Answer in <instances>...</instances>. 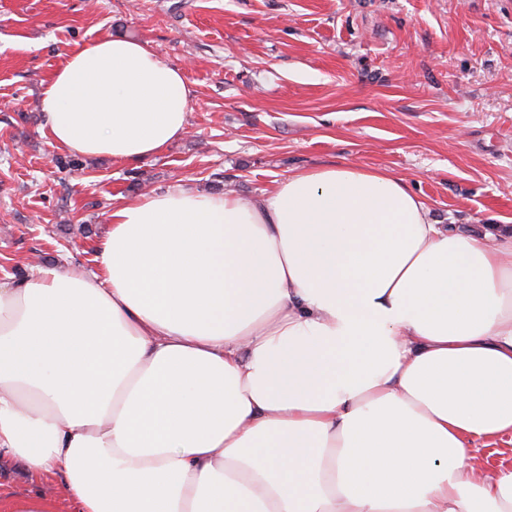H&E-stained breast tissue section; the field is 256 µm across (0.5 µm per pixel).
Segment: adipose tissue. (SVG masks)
<instances>
[{
  "label": "adipose tissue",
  "instance_id": "1",
  "mask_svg": "<svg viewBox=\"0 0 512 512\" xmlns=\"http://www.w3.org/2000/svg\"><path fill=\"white\" fill-rule=\"evenodd\" d=\"M183 71L122 36L43 84L60 148L182 137ZM91 268L0 282V512H512V225L437 223L402 177L324 165L246 199L113 207ZM480 458L489 471L499 467L512 468V435H504L494 445L482 449Z\"/></svg>",
  "mask_w": 512,
  "mask_h": 512
}]
</instances>
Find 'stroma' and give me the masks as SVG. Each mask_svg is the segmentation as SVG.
Masks as SVG:
<instances>
[{"instance_id": "obj_1", "label": "stroma", "mask_w": 512, "mask_h": 512, "mask_svg": "<svg viewBox=\"0 0 512 512\" xmlns=\"http://www.w3.org/2000/svg\"><path fill=\"white\" fill-rule=\"evenodd\" d=\"M115 35L183 69L187 132L139 163L58 169L41 87ZM331 164L404 177L442 224H512V0H0V281L34 251L90 266L140 194L258 197Z\"/></svg>"}]
</instances>
